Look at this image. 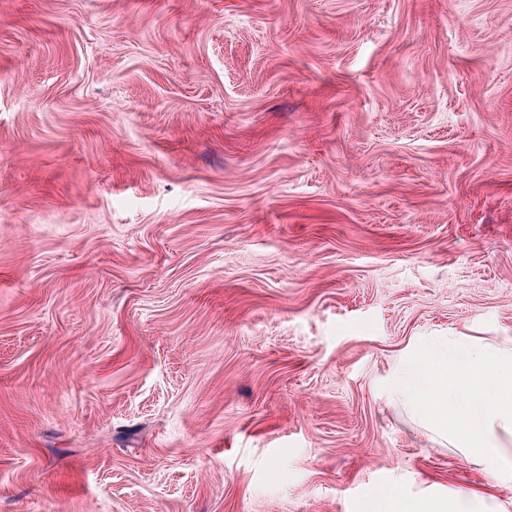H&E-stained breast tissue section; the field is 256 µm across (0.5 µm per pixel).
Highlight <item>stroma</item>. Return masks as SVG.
Returning <instances> with one entry per match:
<instances>
[{
  "mask_svg": "<svg viewBox=\"0 0 512 512\" xmlns=\"http://www.w3.org/2000/svg\"><path fill=\"white\" fill-rule=\"evenodd\" d=\"M512 339V0H0V512L495 498L387 378Z\"/></svg>",
  "mask_w": 512,
  "mask_h": 512,
  "instance_id": "35a3bbf8",
  "label": "stroma"
}]
</instances>
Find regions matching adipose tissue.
I'll return each mask as SVG.
<instances>
[{"label":"adipose tissue","instance_id":"obj_1","mask_svg":"<svg viewBox=\"0 0 512 512\" xmlns=\"http://www.w3.org/2000/svg\"><path fill=\"white\" fill-rule=\"evenodd\" d=\"M391 393L435 445L478 460L493 484L512 482L504 444L512 437V340L479 345L463 336L451 351L416 345L393 374ZM364 512H499V505L457 494L394 500L380 491Z\"/></svg>","mask_w":512,"mask_h":512}]
</instances>
